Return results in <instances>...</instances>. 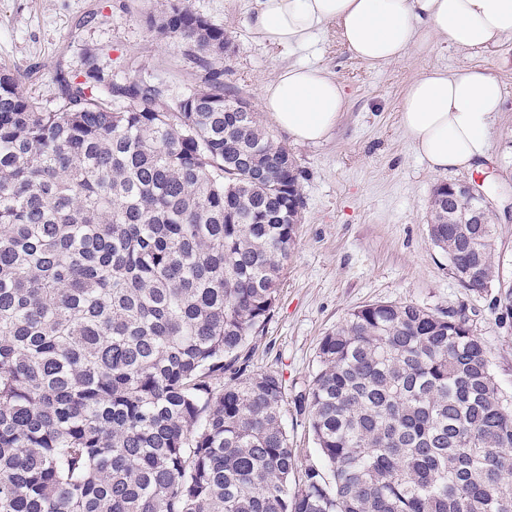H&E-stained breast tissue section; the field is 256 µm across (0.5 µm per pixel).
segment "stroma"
Returning a JSON list of instances; mask_svg holds the SVG:
<instances>
[{
    "label": "stroma",
    "instance_id": "obj_1",
    "mask_svg": "<svg viewBox=\"0 0 512 512\" xmlns=\"http://www.w3.org/2000/svg\"><path fill=\"white\" fill-rule=\"evenodd\" d=\"M190 5L229 34L224 86L252 105H259L262 86L279 69L294 64L325 70L348 99L322 144L301 145L282 131L274 133L302 172L305 207L273 314L252 341L253 369L278 372L293 399L317 369L322 337L354 309L376 301L431 309L463 305L498 382L512 394V326L499 321L492 292L478 294L458 284L428 234V206L437 185L484 179L497 216L496 282L512 286V223L501 218L512 204V38L480 50L444 44L425 57L410 51L373 67L351 55L334 27H326L309 49L271 48L249 28L254 0ZM167 9L168 0H0V68L20 75L43 109L56 104L57 71L81 74L92 54L106 74L133 68L181 96L194 85L199 67L182 38H161L151 28V19ZM433 66L484 69L503 86L505 102L490 131L489 158L472 170L430 172L400 127L407 85Z\"/></svg>",
    "mask_w": 512,
    "mask_h": 512
}]
</instances>
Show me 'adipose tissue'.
I'll return each mask as SVG.
<instances>
[{
    "label": "adipose tissue",
    "instance_id": "obj_1",
    "mask_svg": "<svg viewBox=\"0 0 512 512\" xmlns=\"http://www.w3.org/2000/svg\"><path fill=\"white\" fill-rule=\"evenodd\" d=\"M337 24L348 51L373 65L445 42L484 49L512 36V0H255L249 26L265 44L305 49ZM503 87L482 70L423 71L407 86L400 126L434 173L472 169L487 158ZM261 105L294 142L326 140L347 107L342 86L323 69L291 65L262 88Z\"/></svg>",
    "mask_w": 512,
    "mask_h": 512
}]
</instances>
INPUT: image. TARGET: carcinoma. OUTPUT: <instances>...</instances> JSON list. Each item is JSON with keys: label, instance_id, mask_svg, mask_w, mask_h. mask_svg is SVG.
<instances>
[{"label": "carcinoma", "instance_id": "cac0c4a2", "mask_svg": "<svg viewBox=\"0 0 512 512\" xmlns=\"http://www.w3.org/2000/svg\"><path fill=\"white\" fill-rule=\"evenodd\" d=\"M150 25L202 55L178 99L91 55L42 112L0 71V512H512V403L463 307L378 301L323 336L299 461L283 378L244 351L301 172L224 90V28L186 0ZM456 209L430 239L486 292L492 211ZM492 306L511 320L512 288Z\"/></svg>", "mask_w": 512, "mask_h": 512}]
</instances>
